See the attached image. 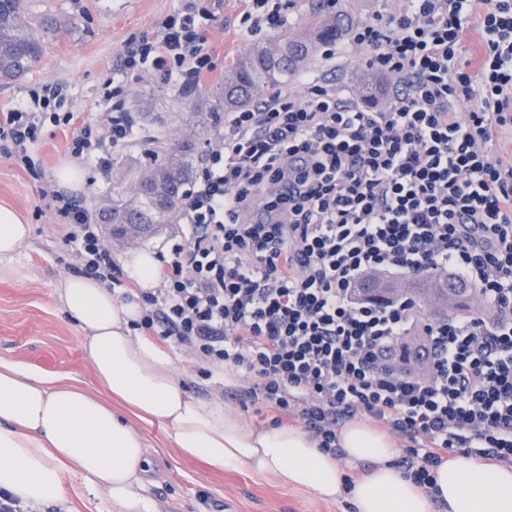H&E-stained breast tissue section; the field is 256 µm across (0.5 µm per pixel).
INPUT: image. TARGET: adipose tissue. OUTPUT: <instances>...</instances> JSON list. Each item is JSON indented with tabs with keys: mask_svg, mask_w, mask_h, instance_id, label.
I'll return each instance as SVG.
<instances>
[{
	"mask_svg": "<svg viewBox=\"0 0 512 512\" xmlns=\"http://www.w3.org/2000/svg\"><path fill=\"white\" fill-rule=\"evenodd\" d=\"M57 293L85 333L84 351L109 398L0 363V493L21 506L52 503L61 512H81L80 501L101 489L114 512H157L148 493L145 442L113 413L117 402L136 419L169 429L181 454L212 470L245 466L329 501L346 492L358 512H512V467L458 453L442 462L434 488L426 491L394 466L391 437L361 420L341 428L345 458L337 460L299 427L257 429L188 393L175 378L171 352L133 335L130 322L139 316L138 304L120 301L86 277L62 279ZM344 461L373 465L348 491L340 468ZM77 474L84 487L74 485Z\"/></svg>",
	"mask_w": 512,
	"mask_h": 512,
	"instance_id": "adipose-tissue-1",
	"label": "adipose tissue"
}]
</instances>
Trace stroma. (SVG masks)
Returning <instances> with one entry per match:
<instances>
[{
  "label": "stroma",
  "mask_w": 512,
  "mask_h": 512,
  "mask_svg": "<svg viewBox=\"0 0 512 512\" xmlns=\"http://www.w3.org/2000/svg\"><path fill=\"white\" fill-rule=\"evenodd\" d=\"M181 0H28L26 14L36 25L49 26L47 51L27 76L0 85V110L19 106L29 87L58 82L69 90V106L85 122L102 112L100 87L135 33L153 27L180 7ZM242 0H221L214 16L201 20L204 34L216 54V70L189 92L157 83L151 77L131 83L128 105L138 135L119 148L125 159L121 169L100 174L84 169L80 192L85 202L107 194L112 183L139 176L147 163L146 139L159 136L167 145L187 141L202 144L219 129L223 112L213 108L214 88L223 86L224 72L249 47L271 39L270 31L248 33L241 23ZM336 69L330 77L345 93L360 95V82L370 73L367 58L348 38L337 42ZM68 131L45 125L34 154L35 171H28L0 156V204L15 208L30 233L11 259L0 261V361L25 371L67 374L95 397L106 392L97 380L84 349V332L66 311L55 292L58 281L71 274L72 257L64 245L50 211H38L37 189L41 179H54L57 169L70 164L66 152ZM179 384L205 402L222 401L245 422L267 426L270 412L242 405L232 391L231 377H224L225 396H218L212 381L198 377L193 363L175 353ZM152 461L149 489L158 512H356L348 497L333 501L314 492L281 485L274 477L245 468L221 473L179 455L169 433L157 424H138Z\"/></svg>",
  "instance_id": "stroma-1"
}]
</instances>
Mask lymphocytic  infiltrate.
Returning <instances> with one entry per match:
<instances>
[{
	"mask_svg": "<svg viewBox=\"0 0 512 512\" xmlns=\"http://www.w3.org/2000/svg\"><path fill=\"white\" fill-rule=\"evenodd\" d=\"M217 0H184L131 37L102 84L104 115L79 123L57 84L29 89L0 112V155L31 167L45 123L71 130V158L110 172L132 141L128 84L143 74L182 90L215 68L200 19ZM249 31L288 23L286 0H246ZM480 34L476 62L465 35ZM350 41L394 91L377 108L344 94L326 70L301 92L279 87L224 115L207 136L183 203L181 235L159 253L157 285L141 288L105 244L98 214L51 181L38 198L70 247L73 273L138 302L132 326L187 352L201 378L226 371L273 425L301 424L338 451L358 415L405 442L398 463L423 490L459 450L512 466V0H402L356 24ZM447 273L477 314L422 316L414 298L360 295L375 274ZM420 336L419 368L397 345Z\"/></svg>",
	"mask_w": 512,
	"mask_h": 512,
	"instance_id": "f902f5d3",
	"label": "lymphocytic infiltrate"
}]
</instances>
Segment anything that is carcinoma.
Returning <instances> with one entry per match:
<instances>
[{
  "label": "carcinoma",
  "mask_w": 512,
  "mask_h": 512,
  "mask_svg": "<svg viewBox=\"0 0 512 512\" xmlns=\"http://www.w3.org/2000/svg\"><path fill=\"white\" fill-rule=\"evenodd\" d=\"M352 23V15L346 9L333 17L319 14L314 16L312 34L307 38L285 32L251 47L225 72L218 104L224 105L226 111L247 105L258 87L282 82L310 58L316 43L341 38ZM46 43L47 34L26 18L24 0H0V83L31 72L41 62ZM148 156L153 178L115 183L110 189L104 212L114 239L147 238L159 231L160 225L150 223L147 210L134 206L138 198L156 199L165 210V223H178L186 188L195 174L194 146L186 143L168 149L159 145ZM418 292L446 305L450 294L453 303H463L468 289L430 276L421 282Z\"/></svg>",
  "instance_id": "1"
}]
</instances>
